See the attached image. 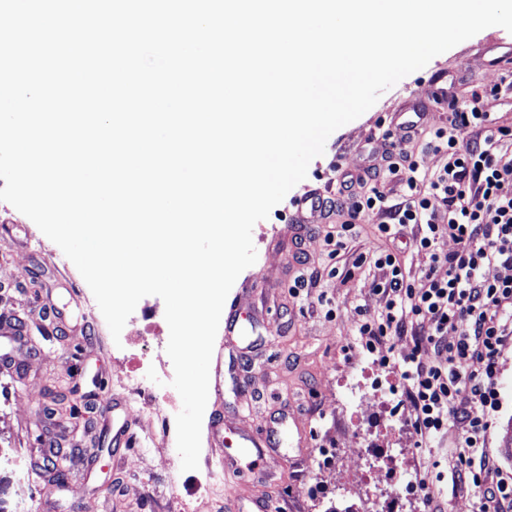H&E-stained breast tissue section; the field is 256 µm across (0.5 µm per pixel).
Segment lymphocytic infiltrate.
Returning <instances> with one entry per match:
<instances>
[{
	"label": "lymphocytic infiltrate",
	"mask_w": 512,
	"mask_h": 512,
	"mask_svg": "<svg viewBox=\"0 0 512 512\" xmlns=\"http://www.w3.org/2000/svg\"><path fill=\"white\" fill-rule=\"evenodd\" d=\"M478 99H448V124L435 129L429 148L448 160L432 176L422 175L414 156L390 145L384 167L368 166L362 174L337 170L335 196L310 194V211L347 214L357 223L369 212L382 221L378 234L394 239L397 227L414 226L415 249L428 254L425 284L417 288L406 278L400 253L387 250L375 258L382 278L370 284L384 309L378 320L362 321L363 347L376 354L380 367L395 371L402 395L411 408L422 439L434 438L449 423L462 426L457 479L480 492L479 512H512V472L490 466L487 453L492 416L500 407L498 385L502 347L512 340V280H490L486 267L512 266V154L503 152L504 128L487 127ZM399 178L403 193L390 198L379 187L384 177ZM449 238L454 251L439 252L437 243ZM447 266L439 277V266ZM465 324L456 338L450 329ZM410 336L411 348L395 357L389 341ZM433 348L434 359L423 356ZM474 360L478 372L465 374L463 362Z\"/></svg>",
	"instance_id": "obj_1"
}]
</instances>
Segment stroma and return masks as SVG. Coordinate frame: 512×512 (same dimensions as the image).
Listing matches in <instances>:
<instances>
[{"mask_svg": "<svg viewBox=\"0 0 512 512\" xmlns=\"http://www.w3.org/2000/svg\"><path fill=\"white\" fill-rule=\"evenodd\" d=\"M511 52L512 33L490 27L404 77L363 115L333 132L306 178L255 224L257 260L238 276L226 302L252 303L258 312L245 335L217 334L210 378L222 381L223 393L208 397L209 425L194 471H182L179 454L152 441L147 409L128 401L125 373L112 359L116 344L105 319L91 318L98 305L78 269L33 221L0 201V358L11 361L0 365V458L30 460L22 488L36 501L33 512H171L176 497L186 512H225L224 450L215 429L220 419L253 433L270 420L286 418L289 432L282 445L267 449L243 476L245 491L272 500L277 512L332 507L343 512L353 493L380 495V487L360 485V472L375 463L354 449L349 433L361 430L365 442H372L391 415L409 422L410 408L388 369L382 371L386 405L371 396L367 376L377 364L362 348L356 323L377 318L384 306L382 297L369 291L379 274L378 254L393 243L402 248L405 274L417 288L429 257L414 249L411 231L393 243L377 236L381 217L371 212L346 253L332 258L328 240L336 234L335 218L292 223L287 219L291 201L312 190L333 193V161L358 174L369 161L381 159L390 140L417 156L422 173L442 168L446 153L409 138L405 126L408 103L428 84L448 86L461 98L478 97L497 126L512 128V66L500 62ZM360 255L366 262L354 267ZM164 311L160 297H144L123 335L150 321L156 343L167 345ZM500 365L502 407L489 453L498 466L512 470V451L506 447L512 437V344L502 349ZM56 378L64 382L72 412L50 418L39 409L52 403ZM238 384L246 389L244 397L233 391ZM109 404L115 407L113 418L97 415L98 407ZM127 418L139 441L114 448L112 425ZM461 439V429L452 425L424 446L411 429L386 451L412 474L428 473L447 512H477L473 486L451 480ZM54 445L82 451L68 458L61 478L44 469ZM145 485L153 489L154 502L141 501Z\"/></svg>", "mask_w": 512, "mask_h": 512, "instance_id": "stroma-1", "label": "stroma"}]
</instances>
